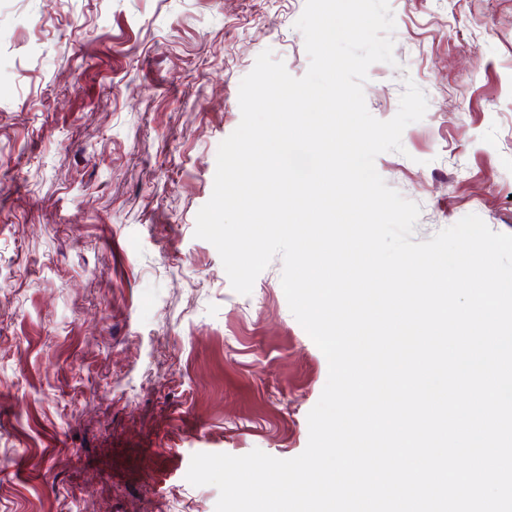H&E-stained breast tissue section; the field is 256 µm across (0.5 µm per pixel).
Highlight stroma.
Wrapping results in <instances>:
<instances>
[{
    "label": "stroma",
    "instance_id": "35a3bbf8",
    "mask_svg": "<svg viewBox=\"0 0 512 512\" xmlns=\"http://www.w3.org/2000/svg\"><path fill=\"white\" fill-rule=\"evenodd\" d=\"M305 0H0V512H215L192 455L301 454L325 356L274 258L236 293L195 238L239 84L309 65ZM425 117L377 157L415 241L474 213L512 234V0H390Z\"/></svg>",
    "mask_w": 512,
    "mask_h": 512
}]
</instances>
